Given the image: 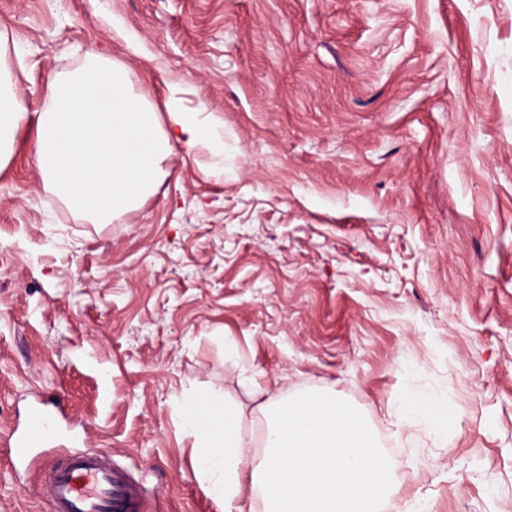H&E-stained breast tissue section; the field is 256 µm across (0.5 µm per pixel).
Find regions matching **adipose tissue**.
I'll return each instance as SVG.
<instances>
[{
	"label": "adipose tissue",
	"instance_id": "obj_1",
	"mask_svg": "<svg viewBox=\"0 0 512 512\" xmlns=\"http://www.w3.org/2000/svg\"><path fill=\"white\" fill-rule=\"evenodd\" d=\"M12 69L0 61V168L10 160L14 133L33 123L36 164L66 206L93 224H108L134 208L167 176L176 145L209 147L224 167V143L211 115L178 108L180 86L168 85V123L138 91L130 70L87 54L48 79V102L31 112L15 91ZM252 410L195 393L183 424L199 448L196 474L220 512H248L244 488L264 512H384L391 502L395 462L374 443L362 417L334 395L288 400L253 386ZM264 416L262 434L249 416Z\"/></svg>",
	"mask_w": 512,
	"mask_h": 512
}]
</instances>
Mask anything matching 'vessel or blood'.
Segmentation results:
<instances>
[{
	"label": "vessel or blood",
	"instance_id": "vessel-or-blood-1",
	"mask_svg": "<svg viewBox=\"0 0 512 512\" xmlns=\"http://www.w3.org/2000/svg\"><path fill=\"white\" fill-rule=\"evenodd\" d=\"M61 411L47 402L33 405L27 424L7 441L12 463L24 462L39 448H53L64 435ZM41 493L51 512H144L145 489L128 471L103 454H70L46 472Z\"/></svg>",
	"mask_w": 512,
	"mask_h": 512
}]
</instances>
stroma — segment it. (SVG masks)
Wrapping results in <instances>:
<instances>
[{
  "label": "stroma",
  "instance_id": "35a3bbf8",
  "mask_svg": "<svg viewBox=\"0 0 512 512\" xmlns=\"http://www.w3.org/2000/svg\"><path fill=\"white\" fill-rule=\"evenodd\" d=\"M100 51L224 126V172L176 147L109 224L0 169V443L37 396L144 476L160 512H218L181 415L247 381L332 392L397 462L399 512H512V0H0L33 108ZM418 394L447 412L401 415ZM0 461V512H47Z\"/></svg>",
  "mask_w": 512,
  "mask_h": 512
}]
</instances>
